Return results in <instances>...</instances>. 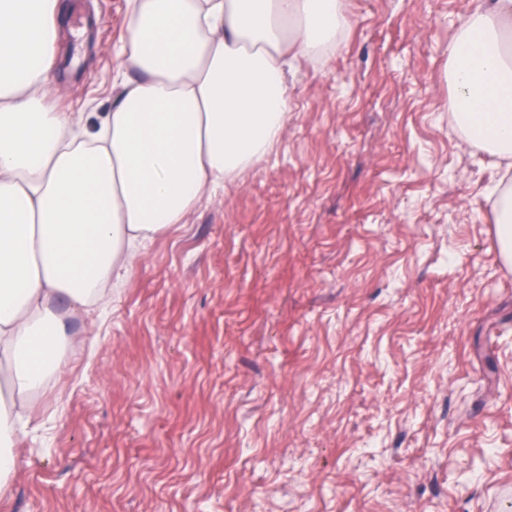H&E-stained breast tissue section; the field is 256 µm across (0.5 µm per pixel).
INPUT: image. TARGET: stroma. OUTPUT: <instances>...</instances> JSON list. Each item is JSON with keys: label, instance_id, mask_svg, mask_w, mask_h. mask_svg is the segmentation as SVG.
Segmentation results:
<instances>
[{"label": "stroma", "instance_id": "stroma-1", "mask_svg": "<svg viewBox=\"0 0 512 512\" xmlns=\"http://www.w3.org/2000/svg\"><path fill=\"white\" fill-rule=\"evenodd\" d=\"M69 2L56 96L109 111L126 0ZM344 7L270 155L68 320L0 512H512L503 170L448 85L473 0ZM504 178L492 192L495 196L493 209L496 215V240L500 258L506 266H512V188L502 187Z\"/></svg>", "mask_w": 512, "mask_h": 512}]
</instances>
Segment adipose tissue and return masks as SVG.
Returning a JSON list of instances; mask_svg holds the SVG:
<instances>
[{
    "label": "adipose tissue",
    "instance_id": "1",
    "mask_svg": "<svg viewBox=\"0 0 512 512\" xmlns=\"http://www.w3.org/2000/svg\"><path fill=\"white\" fill-rule=\"evenodd\" d=\"M58 0H0V490L24 399L61 368L67 310L102 304L136 246L185 223L280 141L296 59L335 49L342 0H127L121 97L89 124L52 101ZM453 118L512 161V0H474L448 46ZM512 266V188L495 187Z\"/></svg>",
    "mask_w": 512,
    "mask_h": 512
}]
</instances>
